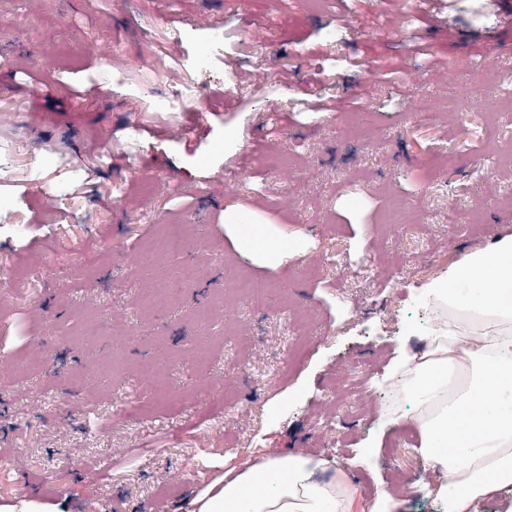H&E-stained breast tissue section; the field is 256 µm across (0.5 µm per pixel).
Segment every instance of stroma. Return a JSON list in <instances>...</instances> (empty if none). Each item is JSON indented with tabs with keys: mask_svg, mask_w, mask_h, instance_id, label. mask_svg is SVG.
<instances>
[{
	"mask_svg": "<svg viewBox=\"0 0 512 512\" xmlns=\"http://www.w3.org/2000/svg\"><path fill=\"white\" fill-rule=\"evenodd\" d=\"M201 14L225 33L204 72ZM1 167L0 506L149 512L177 476L199 492L252 449L305 448L367 498L413 474L405 512H441L415 431L382 428L363 391L427 319L387 301L389 272L418 288L512 235L504 6L0 0ZM398 206L416 220L388 228ZM169 225L181 246L136 264ZM241 274L267 290L237 296ZM196 95L197 90L194 87H187L160 99L157 107L162 112H181Z\"/></svg>",
	"mask_w": 512,
	"mask_h": 512,
	"instance_id": "35a3bbf8",
	"label": "stroma"
}]
</instances>
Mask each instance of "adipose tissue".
I'll return each instance as SVG.
<instances>
[{"instance_id":"1","label":"adipose tissue","mask_w":512,"mask_h":512,"mask_svg":"<svg viewBox=\"0 0 512 512\" xmlns=\"http://www.w3.org/2000/svg\"><path fill=\"white\" fill-rule=\"evenodd\" d=\"M476 300H467L465 291ZM423 291L441 317L422 354L400 350L386 379L398 397L382 413L410 425L418 456L438 472L444 512L512 493V236L469 252ZM190 512H402L384 490L363 499L346 469L323 458L263 455L189 501Z\"/></svg>"}]
</instances>
